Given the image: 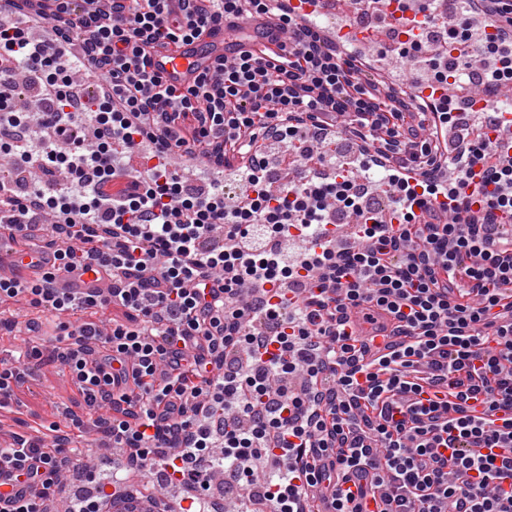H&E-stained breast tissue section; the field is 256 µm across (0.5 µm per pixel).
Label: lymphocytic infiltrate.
Here are the masks:
<instances>
[{"mask_svg":"<svg viewBox=\"0 0 512 512\" xmlns=\"http://www.w3.org/2000/svg\"><path fill=\"white\" fill-rule=\"evenodd\" d=\"M497 29L473 44L461 13L449 42L419 56L447 85L448 54L492 64L487 88L512 81V0H484ZM273 0H5L0 5V228L44 227L52 265L0 280V308L24 303V348L0 358V396L50 360L69 371L82 412L71 426L129 449L113 464L172 469L195 512L221 448L234 483L270 512H512V164L481 132L449 154L447 99L360 78L351 61L290 14L287 53L248 51L184 89L151 68L155 46L200 38L225 17ZM25 71L38 116L16 101ZM351 136L393 161L383 212L351 175L268 187L262 142L292 148L298 129ZM179 153L206 166L241 158L244 193L194 188L168 168ZM443 195L444 211L424 206ZM360 221L356 243L328 235L331 204ZM111 273L82 299L57 283L77 268ZM316 293L282 313L241 305L243 287L291 281ZM121 309L109 331L85 313ZM389 315L382 349L348 334L349 316ZM54 332L42 340V319ZM86 451L70 436L0 445L16 486L0 512H45L59 475Z\"/></svg>","mask_w":512,"mask_h":512,"instance_id":"f902f5d3","label":"lymphocytic infiltrate"}]
</instances>
